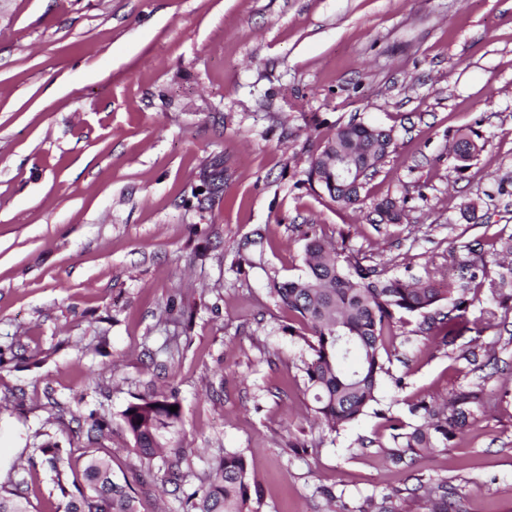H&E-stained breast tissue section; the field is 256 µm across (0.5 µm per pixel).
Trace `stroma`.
<instances>
[{"instance_id":"35a3bbf8","label":"stroma","mask_w":512,"mask_h":512,"mask_svg":"<svg viewBox=\"0 0 512 512\" xmlns=\"http://www.w3.org/2000/svg\"><path fill=\"white\" fill-rule=\"evenodd\" d=\"M352 120L396 134L358 210L306 177ZM470 131L486 146L459 171L449 147ZM386 197L400 223H371ZM313 233L408 281L447 280L476 240L494 261L512 235V0H0V486L55 512L41 449L79 477L93 416L138 512H190L227 450L254 512H429L440 482L448 512H512V308L488 316L472 283L450 344L404 316L378 414L329 431L305 329L267 292L302 274ZM477 387L462 436L388 459L389 419ZM155 393L180 417L149 461L122 412Z\"/></svg>"}]
</instances>
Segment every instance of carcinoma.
I'll return each instance as SVG.
<instances>
[{
    "label": "carcinoma",
    "instance_id": "carcinoma-1",
    "mask_svg": "<svg viewBox=\"0 0 512 512\" xmlns=\"http://www.w3.org/2000/svg\"><path fill=\"white\" fill-rule=\"evenodd\" d=\"M392 133L382 134L379 128L367 124H347L336 131L311 156L307 180L318 185L340 206L363 203L364 180L374 175L392 152ZM484 146L477 144L469 133L460 134L452 152L458 168L469 167ZM350 154L362 169V180L354 186L335 176L327 168L330 154ZM373 213L380 224H396L401 220L402 207L390 198L374 204ZM467 257L459 263L461 278L469 281L486 279L489 268L475 244L465 246ZM497 263L498 281L492 289L512 288V235L499 239ZM304 274L294 280L274 282L269 293L277 303L294 313L310 336L304 338L309 357L304 362L305 381L316 403V417L330 430L337 432L367 414L377 402L382 376L388 374L383 352V336L403 314L422 317L419 332L436 327L446 330L445 337L453 342L459 333L460 321L471 306L467 289L443 287L432 277L410 283L390 277L377 267L348 256L328 245L316 235L307 238L304 247ZM451 299L448 311L438 308L440 301ZM352 339L360 362L350 368L336 345V334ZM173 402L163 395L140 397L128 404L122 413L135 450L146 459L162 454L161 431L178 419L179 413L169 407ZM480 398L473 391L461 392L453 400L439 405L419 403L411 413L423 412L424 422L403 429L392 424L398 449L392 461L404 462L407 452L446 448L448 442L463 433L479 411ZM109 431L103 419H95L86 430L89 443L104 438ZM48 471L52 474L61 508L56 512H135L130 483L114 479L109 462L97 455V449L85 450L82 471L83 484L70 481L62 450L56 444L42 449ZM259 494L252 486L245 458L233 451L215 459L210 466L208 481L193 496L191 512H251L252 495ZM430 512H448V490L444 482L429 491ZM28 500L14 490L0 488V512H30Z\"/></svg>",
    "mask_w": 512,
    "mask_h": 512
}]
</instances>
